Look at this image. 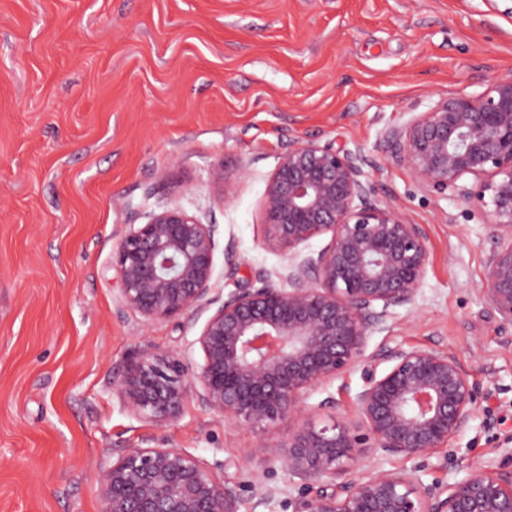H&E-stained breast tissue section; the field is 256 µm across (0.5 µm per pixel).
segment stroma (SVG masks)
<instances>
[{"mask_svg": "<svg viewBox=\"0 0 512 512\" xmlns=\"http://www.w3.org/2000/svg\"><path fill=\"white\" fill-rule=\"evenodd\" d=\"M512 73V17L492 0H0V512H101L96 466L132 444L179 448L291 512L300 485L249 459L258 433L198 403L163 429L112 390L143 350L189 353L212 309L145 325L119 301L112 253L176 204L234 242L240 272L212 299L282 268L260 204L291 143L361 150L370 200L419 224L428 265L413 305L369 351L453 350L479 391L469 427L433 457L364 449L357 476L446 485L512 453V325L484 302L495 243L480 204L433 197L378 148L442 96ZM234 183L229 202L221 181ZM354 369L307 398L315 424L353 417Z\"/></svg>", "mask_w": 512, "mask_h": 512, "instance_id": "stroma-1", "label": "stroma"}]
</instances>
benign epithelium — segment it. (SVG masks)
<instances>
[{
    "label": "benign epithelium",
    "mask_w": 512,
    "mask_h": 512,
    "mask_svg": "<svg viewBox=\"0 0 512 512\" xmlns=\"http://www.w3.org/2000/svg\"><path fill=\"white\" fill-rule=\"evenodd\" d=\"M432 196L450 194L489 208L495 247L480 291L512 324V75L477 94L439 98L426 112L391 127L379 145ZM366 158L356 150L294 143L281 154L261 202L268 244L286 267L238 289L208 317L195 339L202 363L183 352L144 350L113 382L124 410L162 429L192 400L233 424L261 430L249 457L277 463L304 481L292 512H512V461L476 467L444 488L412 474L347 475L366 445L393 456H430L469 424L478 395L449 350L386 347L366 354L368 338L391 310L413 304L428 264L422 228L369 202ZM467 176L470 183L463 182ZM329 243L307 253L308 243ZM215 225L177 206L149 214L121 237L112 256L124 307L148 325L209 299L215 276ZM239 269L224 246V276ZM386 365L378 371L380 365ZM362 370L357 421L321 427L302 418L308 393ZM285 437L266 434L283 419ZM103 512H241L238 489L199 458L176 448L133 444L97 467ZM255 506L276 489L251 483Z\"/></svg>",
    "instance_id": "benign-epithelium-1"
}]
</instances>
